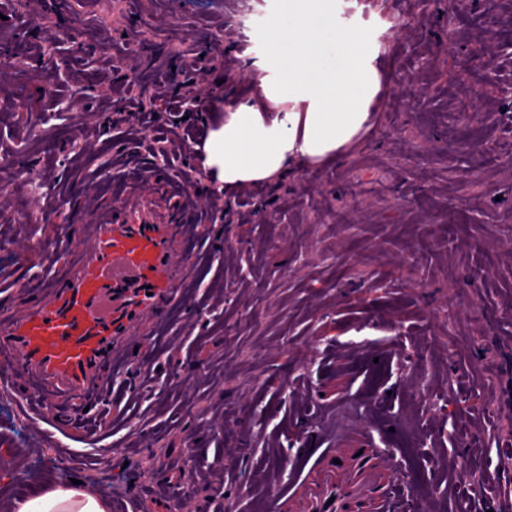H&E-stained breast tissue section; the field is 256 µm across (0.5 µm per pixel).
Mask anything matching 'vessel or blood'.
<instances>
[{
    "label": "vessel or blood",
    "instance_id": "vessel-or-blood-1",
    "mask_svg": "<svg viewBox=\"0 0 512 512\" xmlns=\"http://www.w3.org/2000/svg\"><path fill=\"white\" fill-rule=\"evenodd\" d=\"M197 199L156 170H136L122 200L87 221L91 245L41 281L23 309L0 312V355L17 357L47 405L101 398L107 363L130 337L151 343L164 313L182 305L195 270L181 255L198 230ZM393 465L353 439L325 448L276 499L277 512H401Z\"/></svg>",
    "mask_w": 512,
    "mask_h": 512
}]
</instances>
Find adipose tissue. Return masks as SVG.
Wrapping results in <instances>:
<instances>
[{
	"label": "adipose tissue",
	"instance_id": "adipose-tissue-1",
	"mask_svg": "<svg viewBox=\"0 0 512 512\" xmlns=\"http://www.w3.org/2000/svg\"><path fill=\"white\" fill-rule=\"evenodd\" d=\"M276 31L283 63L278 83L259 82L248 100L216 116L203 165L233 189L343 159L371 131L389 72L364 37L340 33L333 0H282ZM108 500L73 483L49 485L0 512H109Z\"/></svg>",
	"mask_w": 512,
	"mask_h": 512
}]
</instances>
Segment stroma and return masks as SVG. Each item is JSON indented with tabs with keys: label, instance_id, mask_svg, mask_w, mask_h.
I'll return each mask as SVG.
<instances>
[{
	"label": "stroma",
	"instance_id": "stroma-1",
	"mask_svg": "<svg viewBox=\"0 0 512 512\" xmlns=\"http://www.w3.org/2000/svg\"><path fill=\"white\" fill-rule=\"evenodd\" d=\"M334 0L392 77L371 135L339 163L235 191L195 155L210 116L156 99L157 82L205 105L249 96L237 73L278 81L281 0H0L34 23L0 79V310L68 258L60 222L120 197L122 160L193 190L203 233L186 307L145 355L110 366L97 409L62 429L18 363L0 359V500L81 480L140 512H270L299 478L306 439L370 430L414 483L407 500L512 512V133L466 124L512 86L506 0ZM490 60L492 75L467 71Z\"/></svg>",
	"mask_w": 512,
	"mask_h": 512
}]
</instances>
